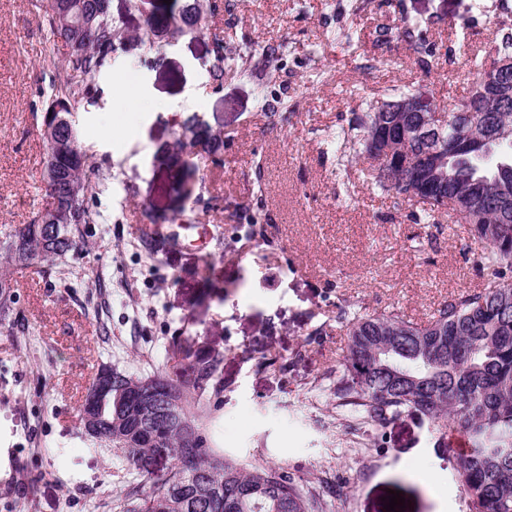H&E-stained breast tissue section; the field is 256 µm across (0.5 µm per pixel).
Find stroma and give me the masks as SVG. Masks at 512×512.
Listing matches in <instances>:
<instances>
[{
    "instance_id": "1",
    "label": "stroma",
    "mask_w": 512,
    "mask_h": 512,
    "mask_svg": "<svg viewBox=\"0 0 512 512\" xmlns=\"http://www.w3.org/2000/svg\"><path fill=\"white\" fill-rule=\"evenodd\" d=\"M234 0L197 34L140 47L147 12L165 0H112L129 51L77 115L81 147L112 170L81 225L83 247L15 267L0 255L12 303L0 315V512H124L139 476L114 448H92L79 417L103 366L151 375L223 357L222 391L198 423L226 458L283 467L322 495V512H471L460 473L464 439L406 413L374 436L336 413L329 385L348 344L342 300L421 323L451 296L492 281L467 224L414 223L413 203L374 193L359 168L342 187L324 138L353 112L410 87L440 109L468 93L469 71L504 25L512 0ZM44 0H0V242L43 203L46 148L38 129L49 36ZM421 24L436 49L431 72L387 29ZM246 58L208 82L214 37ZM275 57H262L266 47ZM124 79L142 107L127 112ZM285 98L274 122L265 101ZM199 115L224 147L186 182L168 148ZM111 135H104V128ZM261 203L266 238L234 236L241 207ZM157 214L149 224L145 211ZM189 226L177 247L168 218ZM341 496H324L326 484Z\"/></svg>"
}]
</instances>
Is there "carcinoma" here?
Listing matches in <instances>:
<instances>
[{
    "label": "carcinoma",
    "mask_w": 512,
    "mask_h": 512,
    "mask_svg": "<svg viewBox=\"0 0 512 512\" xmlns=\"http://www.w3.org/2000/svg\"><path fill=\"white\" fill-rule=\"evenodd\" d=\"M45 11L52 41L65 48L53 68L41 109V123L53 117L66 122L55 142L44 141V165L58 157L59 208L48 226L41 214L14 231L0 248L12 261L48 263L82 248L79 225L97 224L102 215L86 203L99 186L98 168L82 151L79 132L67 120L98 92L102 72L116 61L125 42L121 17L112 14V0H54ZM224 9L222 0H185L177 11L148 15L138 38L153 48L171 34H193ZM387 35L407 42L416 62L430 70L433 49L420 25L405 23ZM489 56L512 58V32L495 42ZM234 45L216 38L211 47L209 83L224 84V72L238 64ZM489 68L472 69L469 97L448 109V121L424 131V112H354L347 125L329 136L337 165L357 158L374 160L368 170L372 187L382 194L421 205L418 222L433 224L447 209L470 226L483 247L495 288L443 302L424 324L398 312H366L353 304L337 306L336 324L349 341L331 393L345 417L381 433L406 412H417L461 434L468 448L461 475L471 512H512V103L500 110L495 99L479 96ZM473 102L481 112H465ZM391 141V152L373 151ZM222 141L209 134L198 116L187 118L175 142L202 159L213 158ZM82 184V199L73 206L67 186ZM247 236L259 233L260 212L246 207L237 216ZM223 358L214 356L183 367L174 375L121 376L97 409L100 433L123 437L112 446L123 450L124 462L141 478L143 496L127 503L126 512H319V498L304 490L276 466L240 465L209 447L192 414L205 397L221 392ZM164 389L166 422L152 421L140 385L145 380Z\"/></svg>",
    "instance_id": "obj_1"
}]
</instances>
